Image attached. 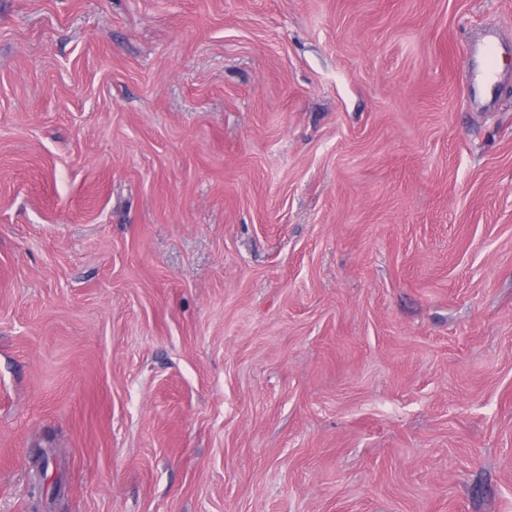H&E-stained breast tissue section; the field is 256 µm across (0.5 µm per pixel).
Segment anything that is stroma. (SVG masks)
<instances>
[{"label": "stroma", "mask_w": 512, "mask_h": 512, "mask_svg": "<svg viewBox=\"0 0 512 512\" xmlns=\"http://www.w3.org/2000/svg\"><path fill=\"white\" fill-rule=\"evenodd\" d=\"M0 512H512V0H0Z\"/></svg>", "instance_id": "1"}]
</instances>
